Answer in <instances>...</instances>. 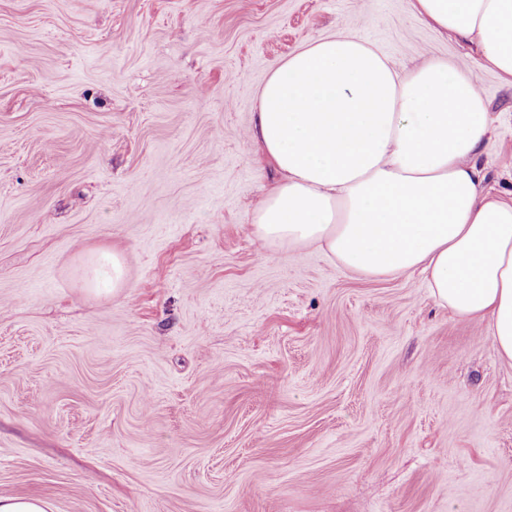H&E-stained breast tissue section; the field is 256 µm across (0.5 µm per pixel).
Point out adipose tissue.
<instances>
[{
	"instance_id": "obj_1",
	"label": "adipose tissue",
	"mask_w": 512,
	"mask_h": 512,
	"mask_svg": "<svg viewBox=\"0 0 512 512\" xmlns=\"http://www.w3.org/2000/svg\"><path fill=\"white\" fill-rule=\"evenodd\" d=\"M412 8L512 82V0ZM257 101L252 136L281 180L254 208L251 234L269 247L316 248L369 278L422 273L438 305L489 320L512 363V198L483 186L475 157L491 118L472 76L442 60L400 71L335 34L286 59ZM86 285L124 287L122 254H100Z\"/></svg>"
}]
</instances>
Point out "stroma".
Instances as JSON below:
<instances>
[{"label":"stroma","instance_id":"obj_1","mask_svg":"<svg viewBox=\"0 0 512 512\" xmlns=\"http://www.w3.org/2000/svg\"><path fill=\"white\" fill-rule=\"evenodd\" d=\"M338 33L512 85L409 0H0V492L54 512H512V364L423 276L250 234L256 92ZM116 250L126 283L88 292Z\"/></svg>","mask_w":512,"mask_h":512}]
</instances>
